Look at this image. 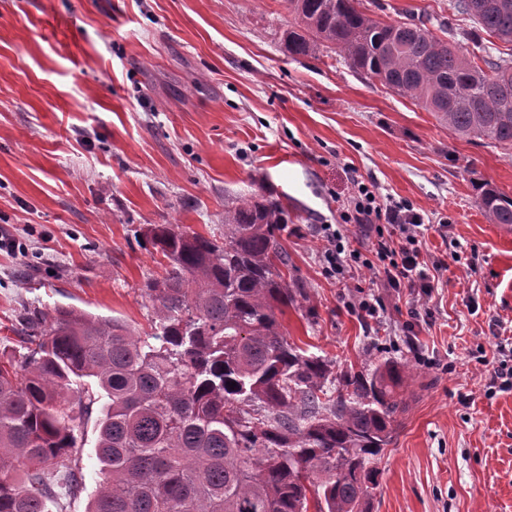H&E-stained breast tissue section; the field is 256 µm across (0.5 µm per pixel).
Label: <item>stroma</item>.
I'll return each mask as SVG.
<instances>
[{"label":"stroma","instance_id":"stroma-1","mask_svg":"<svg viewBox=\"0 0 512 512\" xmlns=\"http://www.w3.org/2000/svg\"><path fill=\"white\" fill-rule=\"evenodd\" d=\"M366 5L385 22L431 16L436 33L472 27L448 0ZM291 19L284 0H0V236L19 243L0 249V351L29 306L144 334L142 287L168 264L149 225L220 241L227 207L272 196L288 206V279L308 294L279 316L289 340L338 371L413 369L371 512H512V390L485 394L512 325V234L473 187L512 195V154L450 136L337 55H289ZM354 175L410 203L432 226L426 251L453 256L430 322L369 273L357 282L384 311L363 320L325 278L318 227L339 223ZM79 465L82 488L51 512H85L93 448Z\"/></svg>","mask_w":512,"mask_h":512}]
</instances>
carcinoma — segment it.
Instances as JSON below:
<instances>
[{"instance_id": "obj_1", "label": "carcinoma", "mask_w": 512, "mask_h": 512, "mask_svg": "<svg viewBox=\"0 0 512 512\" xmlns=\"http://www.w3.org/2000/svg\"><path fill=\"white\" fill-rule=\"evenodd\" d=\"M285 3L288 54L335 52L450 135L512 150V0H450L475 31L448 40L423 20L379 21L364 0ZM496 41L509 52L493 54ZM476 190L491 223L512 225L511 195ZM286 211L240 199L222 244L148 229L169 269L144 283L142 336L72 308L23 309L19 348L0 353V512H49L56 476L78 492L90 423L101 480L86 512H369L411 369L335 375L288 340L277 312L307 292L284 273Z\"/></svg>"}]
</instances>
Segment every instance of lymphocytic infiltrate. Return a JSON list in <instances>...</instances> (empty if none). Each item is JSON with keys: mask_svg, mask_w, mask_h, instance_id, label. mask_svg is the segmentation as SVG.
I'll return each instance as SVG.
<instances>
[{"mask_svg": "<svg viewBox=\"0 0 512 512\" xmlns=\"http://www.w3.org/2000/svg\"><path fill=\"white\" fill-rule=\"evenodd\" d=\"M353 187L340 224L319 227L325 243V277L345 287L365 270L381 278L385 287L416 290L419 302H427L439 287L448 263L423 253V239L429 230L423 216L404 203L384 201L362 181H354ZM352 224L372 233L366 249L351 247L348 227Z\"/></svg>", "mask_w": 512, "mask_h": 512, "instance_id": "1", "label": "lymphocytic infiltrate"}]
</instances>
